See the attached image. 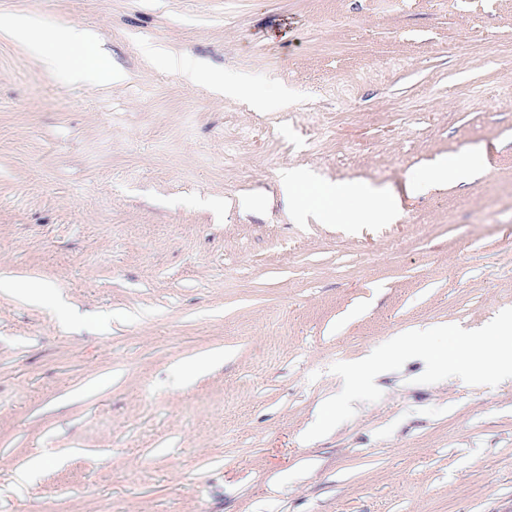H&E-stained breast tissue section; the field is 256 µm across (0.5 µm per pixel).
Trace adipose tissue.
Segmentation results:
<instances>
[{"mask_svg": "<svg viewBox=\"0 0 512 512\" xmlns=\"http://www.w3.org/2000/svg\"><path fill=\"white\" fill-rule=\"evenodd\" d=\"M0 37L14 42L38 60L48 73L60 76L66 82L109 85L124 79L123 73L113 68L107 55L84 28L49 25L37 17L19 13L0 16ZM170 65L188 83H206L228 95H249L259 108L266 103L265 97L253 93L243 78L214 77L203 65L189 58L171 59ZM281 192L290 203L302 208H315L319 217L326 221L358 224L369 212L388 220L398 208L396 198L358 185L327 188L318 200H311L302 179L294 172L283 177ZM353 199L369 200V212L351 210L349 202ZM431 358L449 369L512 378V314L504 313L483 336L462 337L455 348L432 353Z\"/></svg>", "mask_w": 512, "mask_h": 512, "instance_id": "obj_1", "label": "adipose tissue"}]
</instances>
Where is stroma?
I'll list each match as a JSON object with an SVG mask.
<instances>
[{
	"mask_svg": "<svg viewBox=\"0 0 512 512\" xmlns=\"http://www.w3.org/2000/svg\"><path fill=\"white\" fill-rule=\"evenodd\" d=\"M19 10L92 30L126 78L71 85L0 39V274L49 293L0 288V512H512V380L409 354L314 416L342 366L512 311V0ZM473 147L482 172L429 182ZM290 169L399 215L298 218ZM170 66L179 72L181 77L190 84L206 83L225 95L247 94L256 107H263L267 99L254 93L244 78H216L201 64L189 58H173Z\"/></svg>",
	"mask_w": 512,
	"mask_h": 512,
	"instance_id": "35a3bbf8",
	"label": "stroma"
}]
</instances>
